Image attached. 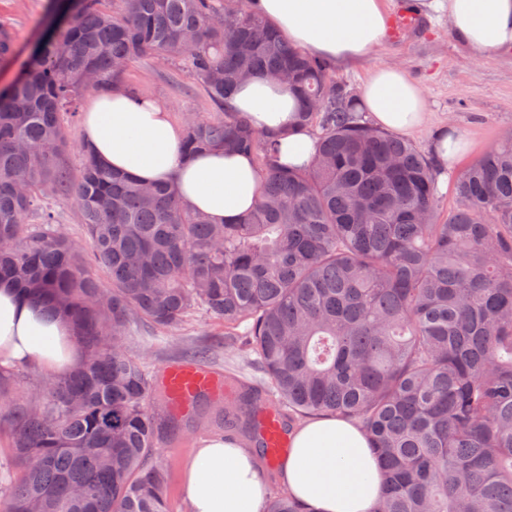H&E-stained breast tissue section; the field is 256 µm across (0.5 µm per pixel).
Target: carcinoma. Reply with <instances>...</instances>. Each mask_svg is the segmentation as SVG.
I'll list each match as a JSON object with an SVG mask.
<instances>
[{"instance_id":"1","label":"carcinoma","mask_w":512,"mask_h":512,"mask_svg":"<svg viewBox=\"0 0 512 512\" xmlns=\"http://www.w3.org/2000/svg\"><path fill=\"white\" fill-rule=\"evenodd\" d=\"M61 21L0 88V279L76 330L78 367L11 411L17 478L5 512H170L162 447L194 416L167 410L163 375L122 338L143 318L224 322L282 406V425L357 421L384 492L371 512H512V136L455 181L440 208L435 162L363 119L333 68L281 38L245 0H60ZM0 24V66L15 57ZM179 62L217 112L184 119V145L254 155L259 203L213 224L169 184L145 185L82 149L63 160L72 104L124 85L135 63ZM288 74L317 132L300 169L226 100L241 80ZM72 201L83 243L59 228ZM196 398L263 461L262 391ZM266 512H310L282 489Z\"/></svg>"}]
</instances>
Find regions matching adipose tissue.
Listing matches in <instances>:
<instances>
[{"mask_svg":"<svg viewBox=\"0 0 512 512\" xmlns=\"http://www.w3.org/2000/svg\"><path fill=\"white\" fill-rule=\"evenodd\" d=\"M283 37L329 63H357L381 44L384 0H248ZM456 40L479 53L512 54V0H447ZM361 103L374 124L412 133L429 121L420 89L396 67L372 70ZM255 128L277 133V160L306 164L315 148L300 126L291 90L261 78L238 86L227 101ZM86 146L102 162L143 182L174 185L191 209L213 223L234 221L255 207L261 175L253 156L220 150L185 154L183 131L161 105L122 88L92 94L83 116ZM80 360L72 327L28 304L14 283L0 280V367L34 364L50 377ZM285 488L312 512H371L382 478L363 431L352 421L318 417L292 436L281 466ZM190 512H261L266 483L254 458L229 436L202 440L185 467Z\"/></svg>","mask_w":512,"mask_h":512,"instance_id":"ef3b65f1","label":"adipose tissue"}]
</instances>
